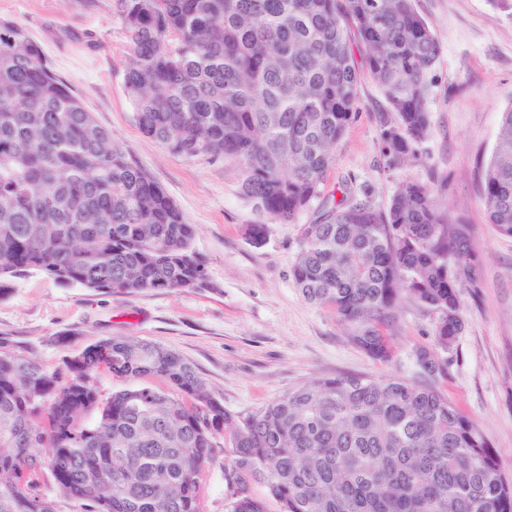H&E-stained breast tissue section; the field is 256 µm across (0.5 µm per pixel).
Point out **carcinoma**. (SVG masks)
<instances>
[{
	"instance_id": "1",
	"label": "carcinoma",
	"mask_w": 512,
	"mask_h": 512,
	"mask_svg": "<svg viewBox=\"0 0 512 512\" xmlns=\"http://www.w3.org/2000/svg\"><path fill=\"white\" fill-rule=\"evenodd\" d=\"M131 47L126 87L148 137L186 157L234 159L243 194L293 222L312 204L291 276L351 340L388 362L383 332L408 295L432 310L435 349L462 326L480 256L439 210L441 185L403 178L378 211L368 192L325 191L354 121L352 38L395 113L381 121L388 167L431 132L439 44L413 0H120ZM482 195L512 236V107L502 112ZM195 225L131 165L47 65L0 20V280L45 273L64 285L136 295L210 287ZM419 373L440 361L415 353ZM105 369L133 385L106 396ZM158 377L165 388L136 381ZM224 440V512H512V481L487 438L447 397L396 376L318 379L248 418L214 399L176 352L100 339L48 372L0 348V512H202L201 475ZM261 484L266 497L253 494Z\"/></svg>"
}]
</instances>
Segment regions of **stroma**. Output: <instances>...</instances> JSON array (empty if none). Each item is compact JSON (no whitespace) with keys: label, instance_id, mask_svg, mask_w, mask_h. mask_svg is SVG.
Returning a JSON list of instances; mask_svg holds the SVG:
<instances>
[{"label":"stroma","instance_id":"stroma-1","mask_svg":"<svg viewBox=\"0 0 512 512\" xmlns=\"http://www.w3.org/2000/svg\"><path fill=\"white\" fill-rule=\"evenodd\" d=\"M439 45L428 101L429 139L401 170L381 153L382 119L393 118L365 63L354 54L361 83L357 117L328 170L326 191L366 188L385 209L408 177L442 181L449 216L464 215L482 268L478 290L462 292L464 326L433 379L487 437L512 479V237L488 224L481 174L496 146L499 118L512 107V14L489 0H414ZM0 19L38 41L47 60L127 160L157 182L195 224L193 249L210 285L201 290L135 296L65 286L43 273L13 279L0 295V341L35 358L47 371L102 338L126 336L171 349L191 362L213 398L245 418L293 389L327 377L397 375L417 380L413 353L433 348L434 312L403 298L387 331L393 362L369 356L327 308L307 302L290 274L304 225L265 222L242 193L233 160L186 158L145 136L125 84L130 46L117 0H0ZM265 224L254 244L250 224Z\"/></svg>","mask_w":512,"mask_h":512}]
</instances>
